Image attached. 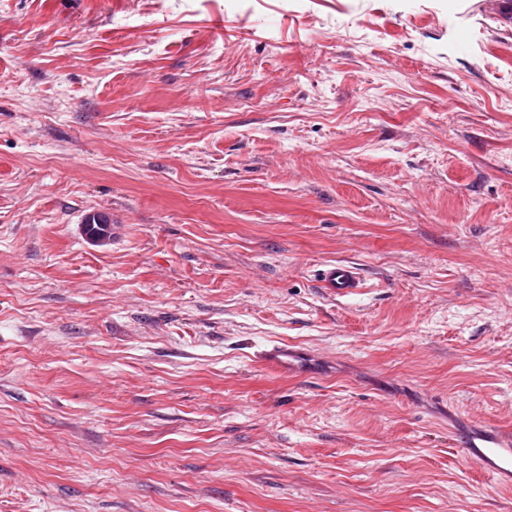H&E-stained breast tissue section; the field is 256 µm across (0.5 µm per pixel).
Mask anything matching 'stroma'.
Segmentation results:
<instances>
[{
  "label": "stroma",
  "instance_id": "1",
  "mask_svg": "<svg viewBox=\"0 0 512 512\" xmlns=\"http://www.w3.org/2000/svg\"><path fill=\"white\" fill-rule=\"evenodd\" d=\"M511 11L0 0V512H512ZM321 283L333 296H348L360 288L356 267L342 262H329L321 270ZM466 459L477 461L496 483L501 478L512 480V435L489 425L454 429Z\"/></svg>",
  "mask_w": 512,
  "mask_h": 512
}]
</instances>
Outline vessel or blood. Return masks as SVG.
<instances>
[{"label":"vessel or blood","instance_id":"1","mask_svg":"<svg viewBox=\"0 0 512 512\" xmlns=\"http://www.w3.org/2000/svg\"><path fill=\"white\" fill-rule=\"evenodd\" d=\"M321 283L332 295L347 296L360 286L356 267L330 262L321 270ZM454 435L467 459L477 461L493 481L512 479V435L489 425L455 430Z\"/></svg>","mask_w":512,"mask_h":512}]
</instances>
